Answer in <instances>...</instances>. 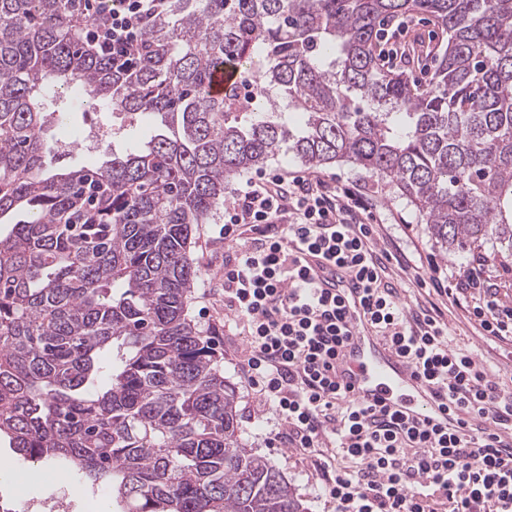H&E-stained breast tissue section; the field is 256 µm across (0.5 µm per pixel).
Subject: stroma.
<instances>
[{"label": "stroma", "instance_id": "35a3bbf8", "mask_svg": "<svg viewBox=\"0 0 512 512\" xmlns=\"http://www.w3.org/2000/svg\"><path fill=\"white\" fill-rule=\"evenodd\" d=\"M57 107L66 112L70 125L82 127L96 125L104 120H112L114 125L124 122L122 115H109L94 105L92 94L80 90L73 95H64ZM58 134L56 125H48L43 137L52 146L46 157V167L51 172L64 168H77L101 162L111 156L113 150L125 149V142L104 143L95 153L80 151L66 152L56 147L54 141ZM322 175L336 178L342 184L357 188L365 194L377 210L390 217L385 240L388 249H401L412 261L430 263L457 264L456 256L436 250L432 244L425 225L405 201L395 197L381 182L369 177L358 167L347 164H332L321 167ZM408 225V232H401V225ZM222 225L221 215H214L209 223L196 225L192 256L200 274L188 301V316L197 325L214 353L217 364L236 391L237 414L244 438L257 453L267 457L292 484L297 497L308 512H336L335 505L320 498L319 479L313 478L308 465L288 449L270 445L267 437L271 425L262 408L257 404L253 392L244 378L238 362L240 352L245 345V337L240 327L224 324V305L219 301L203 303L204 289L213 287L217 278L224 273V243L218 239ZM408 304L418 301L434 302L443 312L452 330L455 346L477 355L484 365L495 374L502 390L512 392V342L501 341L491 336L480 335L474 324L469 323L463 312L452 306L446 298L428 289L416 286L408 287L403 294Z\"/></svg>", "mask_w": 512, "mask_h": 512}]
</instances>
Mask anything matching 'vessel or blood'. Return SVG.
Instances as JSON below:
<instances>
[{"label": "vessel or blood", "instance_id": "vessel-or-blood-1", "mask_svg": "<svg viewBox=\"0 0 512 512\" xmlns=\"http://www.w3.org/2000/svg\"><path fill=\"white\" fill-rule=\"evenodd\" d=\"M238 76V65L216 64L207 87L208 96L222 97ZM305 267L318 287L336 294L351 328L336 357L337 383L360 403L384 408L406 420H425L442 431H458L460 414L448 409L371 323L355 276L312 254L306 255Z\"/></svg>", "mask_w": 512, "mask_h": 512}]
</instances>
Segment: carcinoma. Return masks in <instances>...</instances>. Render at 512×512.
<instances>
[{
	"label": "carcinoma",
	"instance_id": "carcinoma-1",
	"mask_svg": "<svg viewBox=\"0 0 512 512\" xmlns=\"http://www.w3.org/2000/svg\"><path fill=\"white\" fill-rule=\"evenodd\" d=\"M447 35L426 86L379 63L384 25ZM78 0H0V438L112 492L115 512H306L243 443L236 393L186 314L193 225L280 155L351 162L452 255L512 257V0H166L130 67ZM255 72L207 96L213 66ZM89 87L149 140L50 174V87Z\"/></svg>",
	"mask_w": 512,
	"mask_h": 512
}]
</instances>
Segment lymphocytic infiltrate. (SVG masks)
I'll return each mask as SVG.
<instances>
[{
	"label": "lymphocytic infiltrate",
	"instance_id": "lymphocytic-infiltrate-1",
	"mask_svg": "<svg viewBox=\"0 0 512 512\" xmlns=\"http://www.w3.org/2000/svg\"><path fill=\"white\" fill-rule=\"evenodd\" d=\"M88 35L109 42L113 59L133 61L144 25L165 0H81ZM384 218L360 192L312 173L269 171L224 201V280L209 298L224 300L225 320L241 325L240 366L271 434L311 462L321 495L336 512H512V459L491 438L445 434L364 406L328 369L348 330L339 302L317 288L303 266L318 254L350 268L381 336L453 408L512 430V392L502 391L472 353L454 347L442 312L408 304L398 274L432 285L485 335L512 339V301L491 280L487 259L458 272L433 264L415 273L410 259L380 248ZM398 269H391V262Z\"/></svg>",
	"mask_w": 512,
	"mask_h": 512
}]
</instances>
